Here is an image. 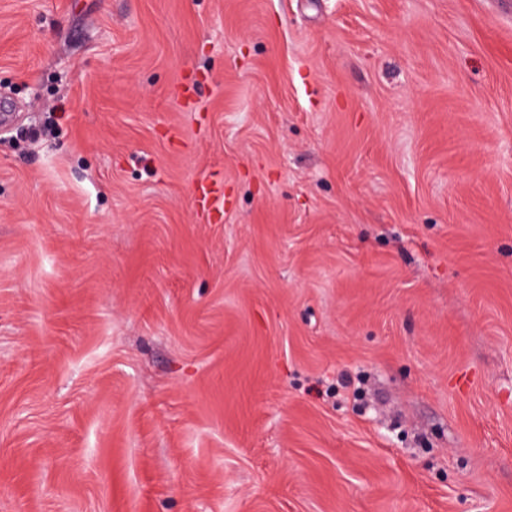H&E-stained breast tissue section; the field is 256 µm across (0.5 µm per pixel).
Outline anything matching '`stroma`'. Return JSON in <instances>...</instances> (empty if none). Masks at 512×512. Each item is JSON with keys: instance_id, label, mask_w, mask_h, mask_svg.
<instances>
[{"instance_id": "obj_1", "label": "stroma", "mask_w": 512, "mask_h": 512, "mask_svg": "<svg viewBox=\"0 0 512 512\" xmlns=\"http://www.w3.org/2000/svg\"><path fill=\"white\" fill-rule=\"evenodd\" d=\"M0 104V512H512V0H0Z\"/></svg>"}]
</instances>
